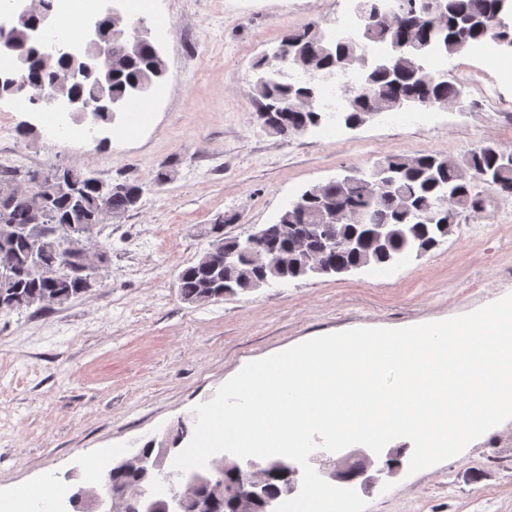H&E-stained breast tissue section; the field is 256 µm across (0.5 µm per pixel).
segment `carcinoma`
Here are the masks:
<instances>
[{
	"label": "carcinoma",
	"mask_w": 512,
	"mask_h": 512,
	"mask_svg": "<svg viewBox=\"0 0 512 512\" xmlns=\"http://www.w3.org/2000/svg\"><path fill=\"white\" fill-rule=\"evenodd\" d=\"M500 9V0H391L388 18L363 30L360 42L327 40L317 23L293 31L286 38L298 43L306 55L327 72L333 71L336 61L341 59L363 68L362 91L347 105L348 118L358 126L364 122L367 113L397 111L400 102L406 100L420 106H448L462 89L448 79L427 72L423 59L435 45L454 56L469 51L478 39L488 35L512 43V27L496 23ZM363 41L385 42L391 54L370 64L362 54ZM405 41L416 44L419 51L402 54L399 46ZM148 58L149 48L146 47L140 58L116 68L109 84L112 97H128L131 84L148 74ZM285 66L282 59L262 57L256 68L270 70L271 76L265 84L255 87V91L265 102L305 100L300 108L284 113L281 118L283 129L300 134L319 125L327 113L315 106L309 80L283 79ZM48 75L40 60L32 55L22 80L24 84L38 89ZM99 90L98 75L94 69L89 70L81 83L74 87L75 93L87 99L97 96ZM504 154L506 150L498 145H482L459 159L433 153L417 157L386 156L378 163L395 178V186L391 190L372 183L343 189L331 180L322 185L320 192L291 203L275 223L265 225L266 245L271 249L287 247L290 243L287 225L318 223L324 201L330 199L343 212L342 222L336 225V238L355 236L363 239L362 248L356 252L338 248L327 255L328 260L336 265L367 262L371 266L386 267L403 252L427 253L444 238L437 226L425 224L420 219L421 212L430 204L439 202L446 223L451 225L459 223L463 213L481 210L484 198L474 192V185L465 177L466 172L497 171L498 180L488 190L498 195H512V167H501ZM124 185L126 194L114 196L109 202L113 213L133 210L134 206L128 204V196L142 189L136 182L126 181ZM40 195L50 200L49 223L82 227L89 241H94L95 229L106 218L99 208V194L95 184L87 180V175L68 169L45 176V180L34 188L25 185L8 197L0 196V223H30L32 203ZM366 218L373 224L387 225L389 239L385 248H380L366 236V230L361 227ZM234 221L233 216L216 219L210 225L211 244L224 249L228 240L224 236V225ZM35 257L48 270L69 262L53 240L30 235L8 239L0 237V267L11 272L9 281L0 282V299L11 300L12 309L33 306L43 309L40 297L45 292L50 293L58 305L84 294L80 281L69 272L63 271L52 279L38 276L33 269ZM203 277L197 261L180 271L177 283L183 300L191 302L200 296ZM188 435L187 425L178 423L166 434L167 444L178 452ZM263 467L267 471L266 493H279L288 481V474L278 467L276 459L265 461ZM150 482V475L144 471L124 473L111 469L107 474V483L113 487L132 490L147 487Z\"/></svg>",
	"instance_id": "carcinoma-1"
}]
</instances>
